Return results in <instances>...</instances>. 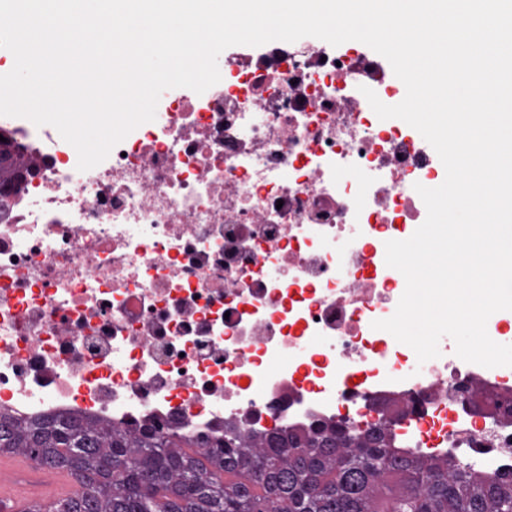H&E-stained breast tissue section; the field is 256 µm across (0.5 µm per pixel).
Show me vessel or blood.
Wrapping results in <instances>:
<instances>
[{
	"label": "vessel or blood",
	"instance_id": "obj_1",
	"mask_svg": "<svg viewBox=\"0 0 512 512\" xmlns=\"http://www.w3.org/2000/svg\"><path fill=\"white\" fill-rule=\"evenodd\" d=\"M32 462L25 456H0V501L21 503L32 498L55 500L71 493L73 482L64 472L40 483H27L21 476L30 471Z\"/></svg>",
	"mask_w": 512,
	"mask_h": 512
}]
</instances>
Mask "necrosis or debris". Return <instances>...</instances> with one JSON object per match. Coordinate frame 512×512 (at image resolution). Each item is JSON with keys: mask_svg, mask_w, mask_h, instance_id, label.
Here are the masks:
<instances>
[{"mask_svg": "<svg viewBox=\"0 0 512 512\" xmlns=\"http://www.w3.org/2000/svg\"><path fill=\"white\" fill-rule=\"evenodd\" d=\"M229 60L201 107L140 125L78 170L52 126L0 116L40 159L0 196V411L156 423L204 441L316 422L395 433L485 476L512 471V366L414 350L372 323L438 172L376 61L321 39Z\"/></svg>", "mask_w": 512, "mask_h": 512, "instance_id": "4bbe7bcc", "label": "necrosis or debris"}]
</instances>
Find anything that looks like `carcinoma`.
<instances>
[{"mask_svg": "<svg viewBox=\"0 0 512 512\" xmlns=\"http://www.w3.org/2000/svg\"><path fill=\"white\" fill-rule=\"evenodd\" d=\"M392 442L338 422L251 443L226 435L201 448L159 425L132 434L0 414V455H25L81 485L24 512H512V476H479ZM226 474L240 481L228 484Z\"/></svg>", "mask_w": 512, "mask_h": 512, "instance_id": "cac0c4a2", "label": "carcinoma"}]
</instances>
